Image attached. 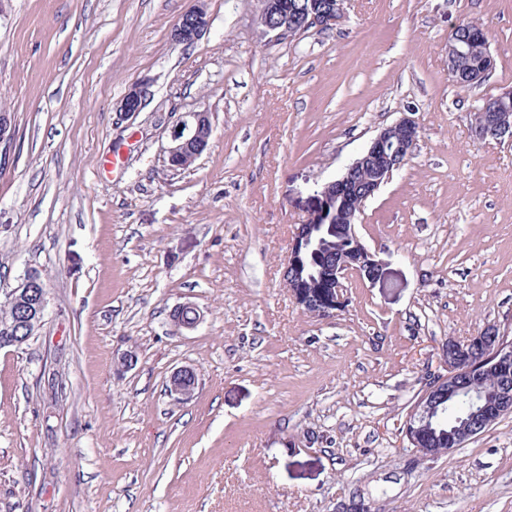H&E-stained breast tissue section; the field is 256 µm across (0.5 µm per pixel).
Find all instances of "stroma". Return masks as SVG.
<instances>
[{
  "label": "stroma",
  "mask_w": 512,
  "mask_h": 512,
  "mask_svg": "<svg viewBox=\"0 0 512 512\" xmlns=\"http://www.w3.org/2000/svg\"><path fill=\"white\" fill-rule=\"evenodd\" d=\"M198 4L207 33L173 41ZM259 10L0 0V289L31 269L48 286L36 335L0 349V512H512V413L432 456L403 432L449 340L512 336V141L471 136L512 89V0H347L284 40ZM472 20L495 67L461 88L448 38ZM202 109L208 149L169 170L172 127ZM405 116L414 154L356 219L383 277L348 276L315 317L282 278L293 233ZM187 303L191 330L172 319ZM182 366L186 401L167 391ZM197 373L194 369L182 367L172 372L168 379V392L176 399L191 398L197 387Z\"/></svg>",
  "instance_id": "stroma-1"
}]
</instances>
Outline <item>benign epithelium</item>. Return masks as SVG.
I'll return each instance as SVG.
<instances>
[{
  "mask_svg": "<svg viewBox=\"0 0 512 512\" xmlns=\"http://www.w3.org/2000/svg\"><path fill=\"white\" fill-rule=\"evenodd\" d=\"M259 19L262 32L276 40L290 37L296 31H322L338 25L345 17V0H336V6L320 11L288 13V4L283 0H260ZM209 19L202 6L190 10L179 20L173 30L175 41L193 42L208 30ZM489 46L487 28L479 25L465 26L460 39L448 43V73L466 77V81H482L495 66V59L489 52L482 57L479 67L465 72L458 69L459 62L477 47ZM144 98L141 86H133L124 96L120 111L135 114L140 111ZM508 126L493 112H478L473 116L471 135L478 142L504 138ZM212 135L210 113L199 110L189 115V119L176 123L171 131V141L167 148V164L171 169L187 166L207 149ZM420 137L418 123L408 117L382 128L369 142L362 153L346 169L344 174L328 183L313 195L311 211L313 216L306 224H300L292 237L282 277L292 288L297 303L314 315L328 317L331 312L342 307L344 280L354 273L362 280L375 281L381 278V270L374 255L359 239L356 222L345 225L346 240L350 246L336 255L332 266L320 267L317 278L308 283L300 278L303 258L314 251L318 244V224L326 219V210L340 200L351 202L347 196L351 177L366 170L369 163L377 162L378 170L399 168L411 158V150ZM7 302L25 315V328H40L47 307L48 291L39 284L37 274L28 271L16 287L5 292ZM192 311V317H183V311ZM174 321L178 326L191 330L202 321V315L194 305L176 308ZM448 372L428 384L421 392L414 408L413 418L406 424V431L415 449L425 454L429 452L426 430L435 419L448 413V400L466 398L475 404L469 420L455 429L449 438L448 446L455 450L472 439L474 432L484 430L496 422L503 414L512 412V389L503 385L491 397L478 396L477 378L484 371L512 362V343L502 336H488L485 332L466 341H448ZM197 373L194 369L182 367L172 372L168 379V392L176 399L191 398L197 387Z\"/></svg>",
  "mask_w": 512,
  "mask_h": 512,
  "instance_id": "obj_1",
  "label": "benign epithelium"
}]
</instances>
